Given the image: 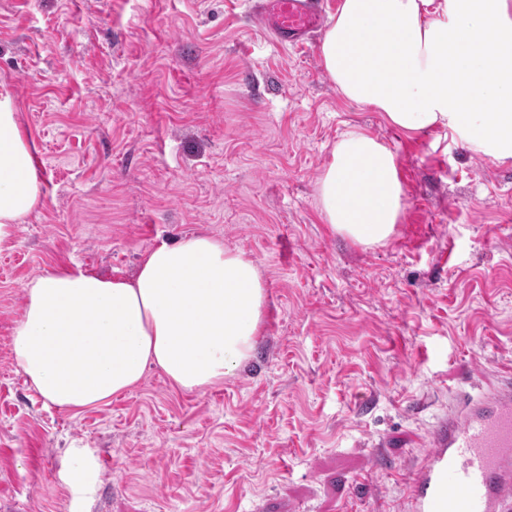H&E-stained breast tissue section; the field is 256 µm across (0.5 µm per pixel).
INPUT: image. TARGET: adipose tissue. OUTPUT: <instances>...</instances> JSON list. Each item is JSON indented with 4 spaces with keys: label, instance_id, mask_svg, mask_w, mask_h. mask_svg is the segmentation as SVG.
Instances as JSON below:
<instances>
[{
    "label": "adipose tissue",
    "instance_id": "obj_1",
    "mask_svg": "<svg viewBox=\"0 0 512 512\" xmlns=\"http://www.w3.org/2000/svg\"><path fill=\"white\" fill-rule=\"evenodd\" d=\"M348 101L406 133L440 129L471 153L512 161V0H341L321 44ZM41 182L15 101L0 92V241L38 207ZM396 157L353 127L318 180L320 213L354 242L385 243L403 209ZM14 362L51 406L81 410L150 370L200 392L237 375L261 332L258 265L211 236L161 243L132 278L81 268L29 279Z\"/></svg>",
    "mask_w": 512,
    "mask_h": 512
}]
</instances>
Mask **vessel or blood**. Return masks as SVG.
<instances>
[{
	"label": "vessel or blood",
	"mask_w": 512,
	"mask_h": 512,
	"mask_svg": "<svg viewBox=\"0 0 512 512\" xmlns=\"http://www.w3.org/2000/svg\"><path fill=\"white\" fill-rule=\"evenodd\" d=\"M259 20L280 40L305 44L321 28L319 0H258ZM411 469L407 512H512V376L480 393H456Z\"/></svg>",
	"instance_id": "1"
}]
</instances>
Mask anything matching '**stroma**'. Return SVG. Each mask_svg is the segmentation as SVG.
Segmentation results:
<instances>
[{
    "label": "stroma",
    "mask_w": 512,
    "mask_h": 512,
    "mask_svg": "<svg viewBox=\"0 0 512 512\" xmlns=\"http://www.w3.org/2000/svg\"><path fill=\"white\" fill-rule=\"evenodd\" d=\"M255 0H0V89L43 197L0 242V512H403L409 469L459 390L512 370V162L407 134L341 96L319 46ZM358 126L395 154L404 211L363 246L317 182ZM207 234L260 266L268 304L236 377L153 370L83 411L12 361L35 275L131 277Z\"/></svg>",
    "instance_id": "obj_1"
}]
</instances>
